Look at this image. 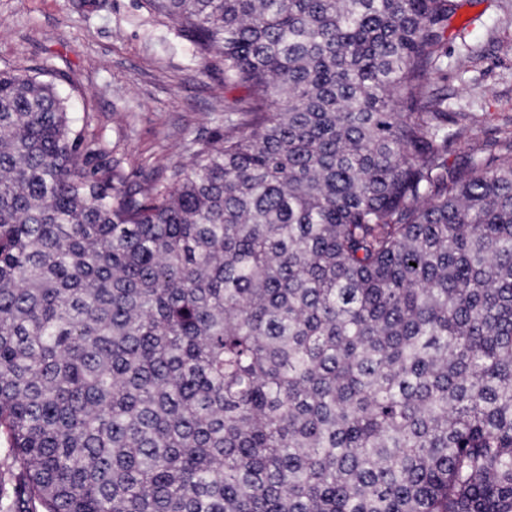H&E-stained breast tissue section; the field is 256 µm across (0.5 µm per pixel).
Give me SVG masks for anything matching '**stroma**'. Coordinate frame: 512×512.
Listing matches in <instances>:
<instances>
[{
	"mask_svg": "<svg viewBox=\"0 0 512 512\" xmlns=\"http://www.w3.org/2000/svg\"><path fill=\"white\" fill-rule=\"evenodd\" d=\"M446 95L457 140L449 167L512 140V0H457L448 25ZM55 79L76 125L128 186L190 164L200 143L223 135L224 62L200 57L147 0H0V70Z\"/></svg>",
	"mask_w": 512,
	"mask_h": 512,
	"instance_id": "obj_1",
	"label": "stroma"
}]
</instances>
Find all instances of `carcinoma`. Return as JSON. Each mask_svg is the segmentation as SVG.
Here are the masks:
<instances>
[{
    "label": "carcinoma",
    "instance_id": "obj_1",
    "mask_svg": "<svg viewBox=\"0 0 512 512\" xmlns=\"http://www.w3.org/2000/svg\"><path fill=\"white\" fill-rule=\"evenodd\" d=\"M224 137L124 187L0 70L9 512H512V141L448 168L455 0H148Z\"/></svg>",
    "mask_w": 512,
    "mask_h": 512
}]
</instances>
